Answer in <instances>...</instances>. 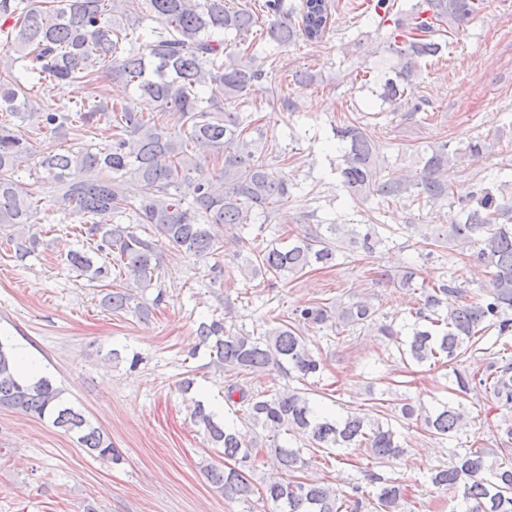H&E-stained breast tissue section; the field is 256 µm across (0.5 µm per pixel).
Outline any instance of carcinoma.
Here are the masks:
<instances>
[{
    "mask_svg": "<svg viewBox=\"0 0 512 512\" xmlns=\"http://www.w3.org/2000/svg\"><path fill=\"white\" fill-rule=\"evenodd\" d=\"M43 7L30 0H0V112L15 120L35 121L40 134L71 133L80 138L96 129L108 133L106 143L80 150L53 153L39 161L44 176L21 188L14 178L32 159L30 143L15 124L0 121V227L18 238L20 256L33 251L37 234L26 229L37 223L41 190L54 187L53 205L65 215H76L84 224L86 240L94 245L67 254L71 269L90 282L112 280V291L102 304L114 313L129 309L132 290L119 282L129 280L150 288L162 275V254L155 236L196 257L218 255V240L209 224H234L244 230L255 217L268 218L274 207L288 199L293 186L275 173L267 153L253 135L263 136L245 115L249 91L264 76L255 47L261 42L284 46L304 38L323 39L329 29L334 4L330 0H265L267 26L254 33L259 18L247 5L230 7L227 0H52ZM430 16L396 23L389 48L396 57V78L382 86V98L403 96L401 84L412 81L421 60L436 57L448 43L433 38L436 26L448 22L454 37L473 22L483 0H426ZM156 25L144 27L143 12ZM234 35L231 47L220 34ZM110 77L134 88L159 112L175 110L185 128L172 131L139 111L133 102L109 101L99 80ZM30 80L54 86L81 83L90 89L88 102L70 106L57 101L39 102L26 86ZM344 144L339 165L341 182L354 200L379 198L383 202L410 198L435 203L455 196L440 173L459 157L444 143L425 153L413 177L386 172L372 135L360 124L336 128ZM211 152L213 172L202 155ZM134 187V195L124 184ZM457 197V196H455ZM461 218L445 229L424 234L434 246L441 241L478 245L475 260L488 274L486 295L478 302L464 301L463 290L444 282L414 285L417 272L405 271L402 287L420 293L413 323L397 328L378 325L404 364L446 366L480 350L479 344L494 329L503 336L512 332V195L499 185L480 187L457 197ZM132 212L142 232L105 216ZM382 238L374 225L365 231L341 224L317 227L285 246L270 244L255 251L249 262L251 277L285 281L315 264L330 267L337 254L350 246L371 257ZM376 309L367 300L349 305H316L295 311L289 319H276L257 336L234 333L224 327L222 316L199 323V345L213 364L235 375L255 374L270 367L294 372L306 381L321 369V360L308 348L303 327H350L376 323ZM12 346L0 340V408L20 410L39 419L50 416L66 433L78 435L89 453L113 461L120 455L111 439L93 426L65 399V389L48 376L34 381L14 371ZM455 391L467 394L479 385L504 406L512 405V360L492 363L481 374L454 371ZM224 401L237 406L240 420L260 424L273 438L283 432H305L319 448H361L372 463L381 465L404 454L396 432L381 418L349 412L337 416L311 403L308 393L294 391L251 393L234 383ZM404 419H423L428 431L448 437L467 425L469 413L462 405L442 402L428 408L407 402ZM194 417L210 442L224 449V464L208 463L203 472L229 502L247 503L254 495L274 505L273 512H409L412 485L388 483L367 470L374 487L367 494L355 486L340 492L318 480L295 476L303 464L301 448L277 444L273 464L288 472V480L256 486L250 464L264 457V449L236 423L216 420L200 400ZM500 451L491 456L483 448H469L446 468L430 473L437 488L463 487L466 512H512V425L506 424Z\"/></svg>",
    "mask_w": 512,
    "mask_h": 512,
    "instance_id": "1",
    "label": "carcinoma"
}]
</instances>
